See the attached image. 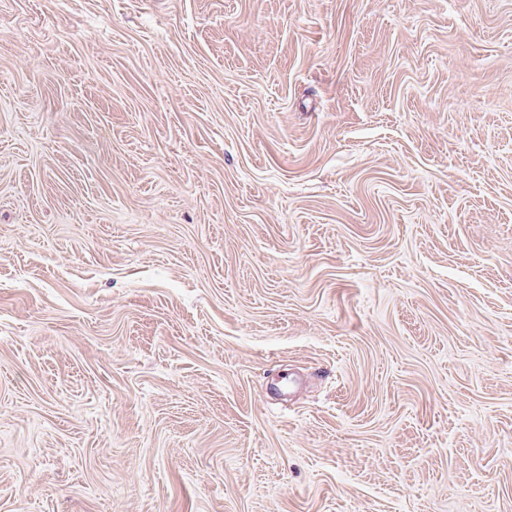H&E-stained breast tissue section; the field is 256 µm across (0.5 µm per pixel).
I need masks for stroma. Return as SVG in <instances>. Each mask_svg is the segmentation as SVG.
Returning a JSON list of instances; mask_svg holds the SVG:
<instances>
[{
    "instance_id": "1",
    "label": "stroma",
    "mask_w": 512,
    "mask_h": 512,
    "mask_svg": "<svg viewBox=\"0 0 512 512\" xmlns=\"http://www.w3.org/2000/svg\"><path fill=\"white\" fill-rule=\"evenodd\" d=\"M0 512H512V0H0Z\"/></svg>"
}]
</instances>
